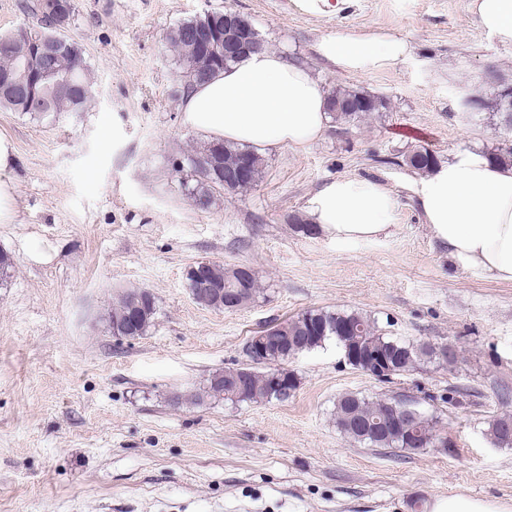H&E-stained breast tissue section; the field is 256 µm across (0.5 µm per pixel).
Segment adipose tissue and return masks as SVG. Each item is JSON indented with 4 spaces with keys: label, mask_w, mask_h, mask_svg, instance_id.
<instances>
[{
    "label": "adipose tissue",
    "mask_w": 512,
    "mask_h": 512,
    "mask_svg": "<svg viewBox=\"0 0 512 512\" xmlns=\"http://www.w3.org/2000/svg\"><path fill=\"white\" fill-rule=\"evenodd\" d=\"M475 27L512 42V0H470ZM320 54L340 70L366 73L397 61L404 41L339 33ZM327 94L307 68L263 50L186 86L184 124L208 141L271 154L305 147L326 130ZM424 222L437 243L464 268L512 283V164L475 150L457 152L417 183ZM397 201L381 182L339 178L313 200L309 218L337 243L373 241L395 221Z\"/></svg>",
    "instance_id": "1"
}]
</instances>
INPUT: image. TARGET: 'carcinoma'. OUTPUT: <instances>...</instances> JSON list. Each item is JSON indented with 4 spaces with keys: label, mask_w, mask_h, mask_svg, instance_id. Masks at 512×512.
Here are the masks:
<instances>
[{
    "label": "carcinoma",
    "mask_w": 512,
    "mask_h": 512,
    "mask_svg": "<svg viewBox=\"0 0 512 512\" xmlns=\"http://www.w3.org/2000/svg\"><path fill=\"white\" fill-rule=\"evenodd\" d=\"M194 19H188L175 28L167 36V42L176 64L183 77L188 81H199L212 75L223 65L217 64L210 55L198 47L187 34ZM41 35L32 29H14L8 34L0 35V81L4 80L11 88L0 92V108L13 112H21L33 118H43L61 112H81L92 98V73L77 50L66 45L57 48L55 54L45 62L34 57L35 43ZM37 67L41 77L34 89L44 108L39 110L32 105L27 93L31 81L30 70ZM507 84L499 83L491 98L473 97L468 101L477 103L480 110L500 119L504 129L512 131V113L503 112L501 108L505 100ZM327 102L334 105L329 115L343 124H355L367 116L388 108L386 100L358 88H338L327 94ZM241 158L249 159L252 168L251 178L243 183L224 186V168ZM405 165L412 169L428 173L436 165L438 158L434 151L419 146L412 149L403 158ZM178 169L186 172L185 191L192 205L198 210H207L214 201L215 194L226 189L230 191L248 190L258 184L262 178V159L254 151L236 148L222 142H208L193 147ZM208 278L199 282L186 276L190 293L199 294L215 286H227L238 289L237 303L244 308L256 301L263 293L257 272L252 267L244 270L236 266H227L212 262L207 269ZM145 304L142 322L132 332L125 327L124 319L129 306L134 302ZM157 313V301L154 294L146 293L144 288H131L126 291L112 308L109 324L114 336L143 335L154 322ZM348 324L355 328L359 335L356 341L374 350H387L392 346L401 350L397 367L402 371H412L424 364H444L435 349L423 342L406 343L385 335L377 323L360 312L331 311L325 309H308L282 322L277 323L279 335L288 337V351L271 355L270 361L249 362L236 368L222 371L224 381L240 379L242 386L238 390H217L212 380L198 392L186 397H174L175 403L180 401L197 403L204 398L222 399L230 404H248L258 401L283 400L280 392L275 390L268 378L269 363L278 367L282 380L293 392L299 384L298 377L285 368L289 359L298 354L314 350L326 341L333 340L341 345L340 327ZM398 404L394 398H368L360 393L346 392L341 394L335 403L334 422L336 428L351 440L375 448H397L417 452L430 445L429 431L438 427V420L418 411L409 420L408 431L412 435L411 442H406L393 434L385 435L383 424L377 422L381 414L389 409V405ZM512 423L511 415L494 418L488 424L487 434L495 445L512 447V436L503 431V425Z\"/></svg>",
    "instance_id": "carcinoma-1"
}]
</instances>
